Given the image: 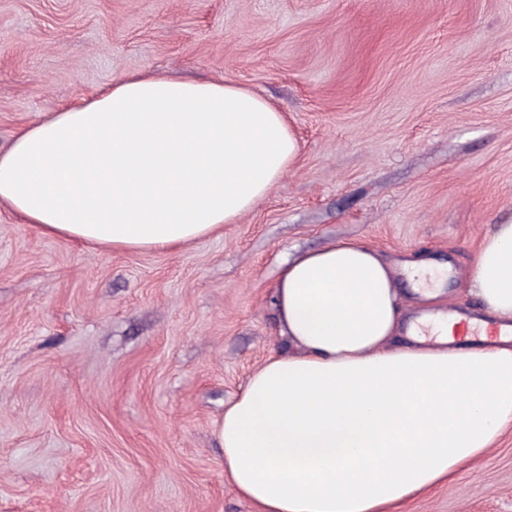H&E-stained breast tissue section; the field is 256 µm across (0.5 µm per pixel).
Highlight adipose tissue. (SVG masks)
Masks as SVG:
<instances>
[{"mask_svg":"<svg viewBox=\"0 0 512 512\" xmlns=\"http://www.w3.org/2000/svg\"><path fill=\"white\" fill-rule=\"evenodd\" d=\"M282 111L249 88L150 72L27 124L0 150V207L42 235L110 251L219 235L296 162ZM424 310L405 321L396 272ZM442 271L341 241L303 254L273 294L289 353L248 378L216 425L223 465L261 512H385L480 458L512 427V341L456 346ZM512 325V219L470 268Z\"/></svg>","mask_w":512,"mask_h":512,"instance_id":"obj_1","label":"adipose tissue"}]
</instances>
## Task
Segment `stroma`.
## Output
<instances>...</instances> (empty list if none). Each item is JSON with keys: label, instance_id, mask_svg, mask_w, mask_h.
Segmentation results:
<instances>
[{"label": "stroma", "instance_id": "35a3bbf8", "mask_svg": "<svg viewBox=\"0 0 512 512\" xmlns=\"http://www.w3.org/2000/svg\"><path fill=\"white\" fill-rule=\"evenodd\" d=\"M148 69L253 90L295 164L222 235L108 252L0 208V512H258L215 425L285 351L289 257L340 240L452 268L512 216V0H0V148ZM389 512H512V428Z\"/></svg>", "mask_w": 512, "mask_h": 512}]
</instances>
